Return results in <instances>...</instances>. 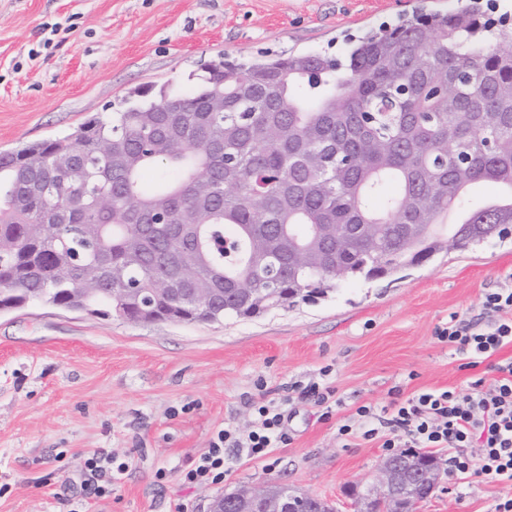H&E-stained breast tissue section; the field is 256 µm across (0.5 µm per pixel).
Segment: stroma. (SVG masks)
<instances>
[{"label": "stroma", "instance_id": "obj_1", "mask_svg": "<svg viewBox=\"0 0 512 512\" xmlns=\"http://www.w3.org/2000/svg\"><path fill=\"white\" fill-rule=\"evenodd\" d=\"M467 0H0V152L53 140L119 109L129 93L186 91L225 55L257 63L343 58L350 39ZM512 286V236L444 251L313 302L254 318L135 323L45 304L0 311V512H206L241 487L284 483L338 512L387 452L381 436L337 429L391 391L464 389L483 374L437 338L452 314L483 321L484 293ZM331 388L324 409L305 392ZM284 416L290 441L265 460L229 450L223 483L181 474L251 403ZM115 455L112 494L89 498L84 461ZM165 478H158V471ZM503 485L446 477L417 512H491Z\"/></svg>", "mask_w": 512, "mask_h": 512}]
</instances>
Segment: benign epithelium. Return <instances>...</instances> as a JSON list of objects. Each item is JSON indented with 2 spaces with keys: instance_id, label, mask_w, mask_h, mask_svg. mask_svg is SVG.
Segmentation results:
<instances>
[{
  "instance_id": "1",
  "label": "benign epithelium",
  "mask_w": 512,
  "mask_h": 512,
  "mask_svg": "<svg viewBox=\"0 0 512 512\" xmlns=\"http://www.w3.org/2000/svg\"><path fill=\"white\" fill-rule=\"evenodd\" d=\"M166 295L179 296L189 306H201L205 302L200 288L181 292L169 288ZM441 473L442 462L429 453L406 456L397 452L382 461L375 481L361 494L360 512H405L401 504L413 501L420 488L434 492ZM312 499L313 495L286 486L242 487L213 500L208 512H224L228 501L235 503L239 512H307L305 505Z\"/></svg>"
}]
</instances>
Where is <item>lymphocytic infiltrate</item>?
<instances>
[{"label":"lymphocytic infiltrate","mask_w":512,"mask_h":512,"mask_svg":"<svg viewBox=\"0 0 512 512\" xmlns=\"http://www.w3.org/2000/svg\"><path fill=\"white\" fill-rule=\"evenodd\" d=\"M482 309L491 319L486 327L451 316L438 332L440 341L473 358L486 359L512 343V289L485 293ZM493 381L477 378L464 390L423 392L405 400L392 399L386 417L373 406L356 409L359 421H379L387 433L382 446L391 448H444L450 475L493 480L505 485L492 512H512V362L494 364ZM255 418L248 430L218 432L208 450L182 472L186 483H222L230 471L224 458L228 448L253 459L264 458L269 448L287 443L282 415L263 402L253 405Z\"/></svg>","instance_id":"obj_1"}]
</instances>
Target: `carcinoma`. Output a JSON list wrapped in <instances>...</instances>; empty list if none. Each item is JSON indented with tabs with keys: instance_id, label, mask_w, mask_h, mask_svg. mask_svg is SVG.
I'll list each match as a JSON object with an SVG mask.
<instances>
[{
	"instance_id": "obj_1",
	"label": "carcinoma",
	"mask_w": 512,
	"mask_h": 512,
	"mask_svg": "<svg viewBox=\"0 0 512 512\" xmlns=\"http://www.w3.org/2000/svg\"><path fill=\"white\" fill-rule=\"evenodd\" d=\"M491 33L470 0L361 37L342 62L222 58L189 94L138 88L120 112L0 153V309L84 297L127 320L252 318L266 306L239 288L288 308L338 271L385 278L503 237L512 196L462 214L450 241L439 230L472 186L512 190V37ZM156 165L169 175L146 189ZM166 288L210 302L163 303Z\"/></svg>"
}]
</instances>
